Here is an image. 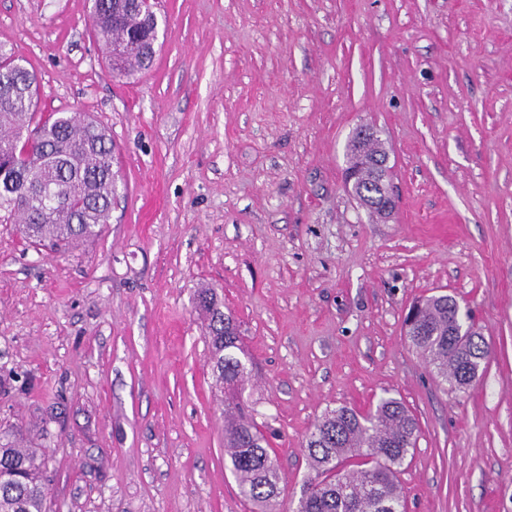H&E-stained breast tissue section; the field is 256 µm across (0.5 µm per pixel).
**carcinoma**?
<instances>
[{"label": "carcinoma", "instance_id": "obj_1", "mask_svg": "<svg viewBox=\"0 0 512 512\" xmlns=\"http://www.w3.org/2000/svg\"><path fill=\"white\" fill-rule=\"evenodd\" d=\"M94 31L113 70L134 77L152 62V27L135 0H94ZM36 77L0 43V224H16L30 243L66 251L109 223L118 185L114 147L106 129L83 112H37ZM379 139L352 136L347 168L357 176L356 195L381 193L376 164L386 158ZM50 187L61 203L46 215L40 191ZM196 306L216 382L224 387V451L240 494L256 512H273L280 496L279 468L254 409L241 394L250 370L240 358V332L224 302L201 288ZM473 320L448 294L417 302L407 322L413 346L452 387H467L488 357L482 334L458 335ZM415 419L395 397L382 396L360 412L347 406L326 411L305 441L310 475L292 512H401L397 469L415 448ZM45 456L27 447L15 427L0 428V512H45Z\"/></svg>", "mask_w": 512, "mask_h": 512}]
</instances>
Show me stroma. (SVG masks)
I'll list each match as a JSON object with an SVG mask.
<instances>
[{
  "mask_svg": "<svg viewBox=\"0 0 512 512\" xmlns=\"http://www.w3.org/2000/svg\"><path fill=\"white\" fill-rule=\"evenodd\" d=\"M91 5L0 0L40 111L91 113L121 178L110 224L68 253L0 224V426L44 453L47 512H250L195 308L207 287L252 358L280 508L324 411L387 393L418 424L406 512H512V0H162L132 78ZM362 124L389 151L386 222L344 188ZM438 293L490 350L464 390L406 336Z\"/></svg>",
  "mask_w": 512,
  "mask_h": 512,
  "instance_id": "obj_1",
  "label": "stroma"
}]
</instances>
